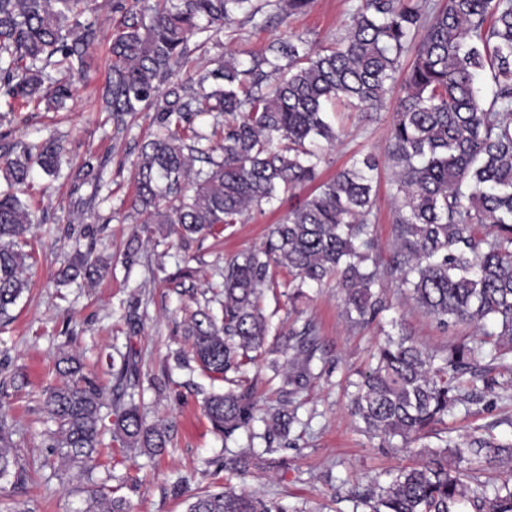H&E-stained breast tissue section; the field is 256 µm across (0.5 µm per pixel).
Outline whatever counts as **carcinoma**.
I'll return each mask as SVG.
<instances>
[{"instance_id": "obj_1", "label": "carcinoma", "mask_w": 512, "mask_h": 512, "mask_svg": "<svg viewBox=\"0 0 512 512\" xmlns=\"http://www.w3.org/2000/svg\"><path fill=\"white\" fill-rule=\"evenodd\" d=\"M312 0H155L147 8L112 0L120 26L108 47L102 99L115 131L153 113L157 130L141 143L130 207L184 245L218 226L264 212L280 197L311 184L313 193L269 228L264 247L224 265L222 318L201 309L183 335L193 359L216 376L237 373L265 350L270 324L261 308L273 286L270 268L288 270V301L303 288L336 280L348 318L357 326L387 310L382 267L438 325H475L482 337L431 353L411 337H389L376 364L356 384L351 414L363 431L410 448L458 404L480 400L512 372V0H355L345 35L329 47L301 36L242 59L229 52L184 82L176 77L190 40L239 19L267 24L304 14ZM93 0H0V103L65 107L79 91L77 75L97 41ZM407 57V64L401 59ZM397 97L382 153H367L319 180L325 146L341 129L328 117L340 108L369 113ZM224 126H194L205 113ZM64 147L53 134L31 145L0 143V321L28 288L18 249L35 215L21 199L34 167L57 176ZM200 162L202 166L195 167ZM390 165L395 187V241L390 257L372 232L375 172ZM105 265L84 255L64 278L94 281ZM317 329L307 321L280 348L291 353L284 375L288 398L265 418L267 447L288 438L298 421L288 408L319 377ZM61 381L42 393L41 408L56 429L60 470L86 494L77 512H129L93 479L105 436L129 450L160 453L170 437L146 423L134 392L139 372L121 356L112 398L82 373L79 358L57 359ZM213 427L228 440L250 429L251 393L228 390L204 401ZM0 413V480L23 482L29 465ZM424 461L358 498L368 512H512V481L488 486L478 464H512V441L473 433L423 446ZM186 512H288L262 498L222 487L190 496Z\"/></svg>"}]
</instances>
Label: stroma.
I'll return each instance as SVG.
<instances>
[{
	"mask_svg": "<svg viewBox=\"0 0 512 512\" xmlns=\"http://www.w3.org/2000/svg\"><path fill=\"white\" fill-rule=\"evenodd\" d=\"M350 6L351 0H314L306 14L281 24L237 22L191 54L185 70L193 72L231 50L264 53L291 33L329 45L343 34ZM94 17L99 41L67 110L24 106L10 118L0 117V134L36 142L53 130L66 150L58 178L33 173L24 200L39 222L22 246L31 255L29 290L13 308L12 321L0 324V379L8 383L0 411L13 421L24 458L40 466L30 471L24 487L1 480L0 501L25 504L28 512H73L79 500L76 483L56 467L57 456L48 446L55 425L41 410L40 394L59 381V349L79 355L84 374L106 388L113 385V358L131 350L140 374L135 401L148 423L167 427L172 444L159 455L112 442L102 449L94 479L118 489L130 512H185L188 495L221 484L257 492L288 512H353L351 491L387 485L419 461L406 449L361 432L349 413L352 384L374 365L377 344L389 335H408L427 350L444 351L475 337V327L438 328L393 285L386 291L388 311L371 324L355 327L345 317L335 284L308 288L296 319L313 321L318 328L322 375L298 398L299 421L291 429L289 447L266 451L260 421L254 422L252 432L224 440L207 419L203 400L224 391L226 384L197 365L182 364L180 356L187 349L183 322L203 306L219 311L213 296L222 289L225 260L262 246L267 225L283 217L288 205L275 203L186 249L173 237L158 245L149 242L144 218L132 212L129 200L134 191L132 163L153 130L152 115L141 113L128 132L115 134L111 113L102 109L101 90L109 74L108 46L117 30L116 16L106 0H98ZM396 108L390 99L371 116L346 119L340 140L325 151L324 176L353 158L380 151ZM88 159L99 170V179L75 184V173ZM391 183V170L380 166L373 229L385 250L394 239ZM79 252L108 261L107 274L92 284L81 279L58 284L59 273ZM272 276L279 292L266 295L264 309L272 316L273 333H284L296 320L288 314V275L276 268ZM134 296L140 300L142 327L131 337L125 315ZM286 361L282 353H267L240 374V386L251 391L259 411L277 409L285 399ZM499 382L495 394L452 410L444 431L449 440L479 429L512 438V379L503 376ZM245 450L253 453L252 466L250 475L242 477L226 462Z\"/></svg>",
	"mask_w": 512,
	"mask_h": 512,
	"instance_id": "stroma-1",
	"label": "stroma"
}]
</instances>
